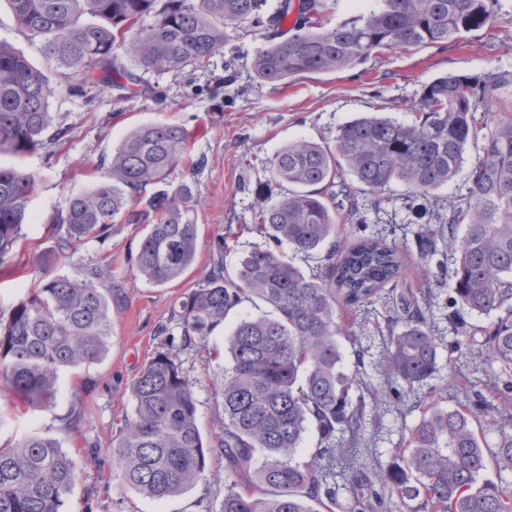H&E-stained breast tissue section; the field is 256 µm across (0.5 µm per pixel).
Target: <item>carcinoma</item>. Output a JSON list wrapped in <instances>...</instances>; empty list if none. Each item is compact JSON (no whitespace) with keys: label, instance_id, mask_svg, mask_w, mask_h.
<instances>
[{"label":"carcinoma","instance_id":"cac0c4a2","mask_svg":"<svg viewBox=\"0 0 512 512\" xmlns=\"http://www.w3.org/2000/svg\"><path fill=\"white\" fill-rule=\"evenodd\" d=\"M16 24L42 40L56 79L0 41V154L44 147L51 99L62 88L124 91L143 84L116 65L120 47L145 70L203 67L224 47L226 28L258 31L266 44L255 54L259 83L274 89L306 73L352 69L382 50L443 46L500 20L499 0H358L356 14L333 21L338 0H8ZM153 23L137 28L141 19ZM497 107L493 124L485 114ZM411 123L363 117L341 125L329 142L291 141L270 160L289 186L276 202L257 200L255 230L266 239L228 269L237 233H217L196 288L174 310L180 336L158 328L156 350L131 385L133 413L112 438L109 479L121 490L153 500L182 495L208 481L211 461L224 467L218 512H319L336 506L331 472L348 448L336 433L359 440L365 404L357 378L342 365L338 337L353 335L341 321L382 292L399 330L386 357L389 375L413 386L438 372L439 340L425 319L427 292L398 290L403 250L376 236L340 240L343 224H362L357 204L336 202V180L347 174L380 206L393 182L411 197L452 184L468 145L477 155L464 196L448 216L416 232L421 259L443 244L455 259L451 303L470 314H494L485 327L460 320V336L479 337L490 367L489 396L475 407L431 405L381 475L401 503L423 498L424 512H512V485L485 477L490 466L512 472V70L479 76L448 74L408 104ZM203 130L171 122L130 129L101 180L72 195L50 218L61 251L104 238L112 224H142L135 265L149 282L182 276L197 250V208L180 178L184 157ZM37 186L33 174L0 166V264L20 238ZM464 234L457 236L459 226ZM317 263L306 274L285 260L282 245ZM110 264L82 280L48 274L11 308L0 325V392L26 408L51 409L59 375L99 361L112 336ZM256 300L270 313L240 320L227 336L229 364L212 384L218 429L206 437L198 422L197 381L179 351L204 343L228 314ZM85 412L73 391L69 430ZM497 428L493 447L483 428ZM317 437L299 460L306 433ZM95 451L76 465L59 440L38 433L0 445V512H63L80 475L99 470ZM345 512H373L371 481L355 478Z\"/></svg>","mask_w":512,"mask_h":512}]
</instances>
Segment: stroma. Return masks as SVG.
<instances>
[{
	"mask_svg": "<svg viewBox=\"0 0 512 512\" xmlns=\"http://www.w3.org/2000/svg\"><path fill=\"white\" fill-rule=\"evenodd\" d=\"M503 22L465 34L446 47L412 51L389 50L373 55L365 64L330 74L305 75L280 89L260 85L252 69L256 51L264 46L260 33L229 30L224 48L202 68L179 72H148L146 80L156 96L115 93L95 95L86 102L76 90H61L52 100V129H64L62 138L25 156L5 154L0 165L30 172L37 179L28 204L22 234L7 266L0 267V320L45 273L84 278L90 265L111 262L117 269L109 281L112 290V339L105 356L91 366L61 375L55 407L50 412L23 414L0 395V444L11 443L37 431L58 439L71 456L95 448L109 457L112 437L123 417L132 410L131 384L142 364L152 356L160 325L168 323L178 302L197 282L208 265L217 231L254 221L257 196L274 201L288 191L270 171V159L282 145L306 139L331 140L338 127L361 116L393 117L413 121L404 104L417 100L423 87L449 74L479 75L499 66L512 67V0H500ZM0 40L11 43L35 68L54 75L52 62L43 55L40 40L30 38L13 19L7 0H0ZM171 121L207 132L193 142L191 163L183 167L198 200V245L192 268L163 285L146 281L134 258L143 234L135 224H112L107 237L85 243L76 253L60 255L50 217L63 209L70 195L90 189L103 174L113 151L132 127ZM465 177L440 188L427 198L408 203V189L392 183L382 193L380 212L369 213L364 224L347 226L349 238L379 236L404 244L407 264L401 279L405 289L430 288L429 325L440 339L438 371L423 385L409 387L389 379L384 370L392 325L385 298L372 300L360 315L356 336L340 338L348 372L358 374L365 398L362 446L358 462L380 478L396 450L418 423L424 407L464 405L467 394L482 390L488 366L478 343H460L454 330L455 309L449 302L454 264L447 249H439L429 262H420L415 233L432 211L447 213L451 203L466 192ZM258 309L246 303L233 310L215 331L207 348L182 351L180 357L191 377L197 378L195 396L203 433L216 426L217 410L204 379L216 369L208 351L224 348L230 327ZM461 366L470 386L450 382L448 369ZM80 389L87 404L77 431L60 429L57 418L70 407L73 389ZM224 496V470L213 465L208 480L189 492L167 500H151L135 492L105 490L94 473L82 476L67 497L65 512H217Z\"/></svg>",
	"mask_w": 512,
	"mask_h": 512,
	"instance_id": "1",
	"label": "stroma"
}]
</instances>
